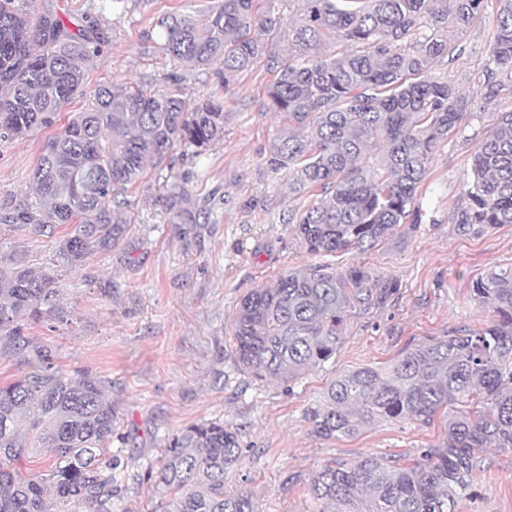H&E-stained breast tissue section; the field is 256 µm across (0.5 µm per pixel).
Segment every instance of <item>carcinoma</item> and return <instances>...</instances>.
Wrapping results in <instances>:
<instances>
[{"mask_svg":"<svg viewBox=\"0 0 512 512\" xmlns=\"http://www.w3.org/2000/svg\"><path fill=\"white\" fill-rule=\"evenodd\" d=\"M293 8L264 15L259 0H214L205 22L190 13L162 22L163 51L228 89L261 64L275 74L269 106L287 126L264 153L288 189L314 197L293 221L307 253L331 256L373 246L402 224L421 223L417 191L429 160L464 116L458 88L433 70L461 53L462 35L484 19V0H284ZM25 0H0V142L49 128L82 91V63L101 56L100 15L76 30L58 16L32 20ZM489 58L512 71V0H498ZM288 27L287 54L252 36ZM363 45L327 55V40ZM185 76L146 86L98 88L86 108L67 116L44 142L26 196L0 203V224L59 238L56 256L79 268L119 245L129 224L125 188L146 160L163 163L181 148L200 160L224 135V102L212 90L183 94ZM192 171L167 166L157 203L178 223ZM461 234L512 224V112L501 113L470 168ZM398 283L366 267L315 263L247 292L233 325L238 366L257 379L294 381L336 357L350 313L381 306ZM495 320L471 332L452 330L404 347L384 368L340 373L305 417L319 438H347L378 419L429 424L447 417L446 441L410 464L390 456L337 462L318 470L311 492L325 512H460L487 466L486 444L512 448V267L478 278L472 288ZM57 275L0 255V356L29 368L0 383V512H112L122 492L112 456L116 416L106 383L87 369L66 371L54 352L25 335V323L66 325ZM44 451L48 473L30 477L19 464ZM243 454L238 428L222 420L190 426L140 480L161 492L157 512H254L247 493L224 479Z\"/></svg>","mask_w":512,"mask_h":512,"instance_id":"1","label":"carcinoma"}]
</instances>
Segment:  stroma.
<instances>
[{
  "label": "stroma",
  "instance_id": "35a3bbf8",
  "mask_svg": "<svg viewBox=\"0 0 512 512\" xmlns=\"http://www.w3.org/2000/svg\"><path fill=\"white\" fill-rule=\"evenodd\" d=\"M207 0H28L32 18L53 13L75 22L110 13L101 57L86 64V83L66 109L82 111L86 95L102 85H137L170 73L162 48V18L199 11ZM463 56L448 70L467 101L457 130L435 151L419 188L422 222L401 226L376 246L336 255L334 263L371 267L399 288L384 307L352 314L335 360L293 383L260 381L240 370L232 349L237 305L250 289L285 271L312 263L288 222L309 196H292L270 172L263 152L282 129L267 106L273 76L257 66L224 93V139L196 169L185 208L193 224H177L155 206L164 191L159 170L147 169L127 192L131 229L112 250L89 256L80 269L60 270L62 303L73 321L64 328L30 325L29 336L57 351L62 368L86 367L104 380L124 443H113L124 470L123 492L112 512H151L159 493L139 474L160 462L162 450L188 426L220 419L237 427L245 451L226 491H245L254 512H320L310 492L324 465L366 456L411 463L421 449L445 438V421L428 425L380 420L354 437L321 439L305 418L327 383L343 371L384 367L407 343L455 329L479 330L492 322L473 282L493 269L512 267V225L480 236L458 233L467 203L473 155L500 113L512 110V78L496 97L486 94L489 29H467ZM49 130L0 143V200L29 192ZM21 251L33 267L53 269V239L0 224V253ZM55 269V268H54ZM487 472L461 512H512V449L487 445Z\"/></svg>",
  "mask_w": 512,
  "mask_h": 512
}]
</instances>
